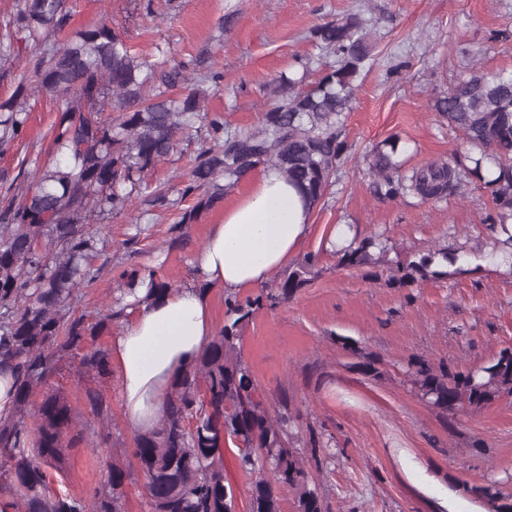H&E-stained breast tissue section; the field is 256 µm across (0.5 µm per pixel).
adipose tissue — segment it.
I'll return each mask as SVG.
<instances>
[{"instance_id": "1", "label": "adipose tissue", "mask_w": 512, "mask_h": 512, "mask_svg": "<svg viewBox=\"0 0 512 512\" xmlns=\"http://www.w3.org/2000/svg\"><path fill=\"white\" fill-rule=\"evenodd\" d=\"M313 207L279 173L262 170L250 189L225 207L194 252L195 279L140 306L112 336L110 364L127 428L154 431L176 379L189 371L217 334L210 288L232 296L259 288L302 250Z\"/></svg>"}]
</instances>
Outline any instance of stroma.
Masks as SVG:
<instances>
[{"mask_svg":"<svg viewBox=\"0 0 512 512\" xmlns=\"http://www.w3.org/2000/svg\"><path fill=\"white\" fill-rule=\"evenodd\" d=\"M145 2L65 0V6L73 29L107 13L137 51L162 45L195 72L223 69L224 84L210 92L207 108L231 127L248 129L262 118L267 84L280 73L301 72L317 55L311 30L369 8L377 60L346 114L348 150L336 182L313 214L302 250L315 257L309 281L275 309L243 321L242 356L268 394L287 393L299 430L318 437L322 467L314 477L325 512H490L472 489L494 481L512 495V396L446 419L411 392L400 372L413 353L465 371L512 347V274L500 273L483 223L490 194L474 183L465 195L437 201L412 194L383 199L365 156L394 138L403 174L447 159L458 138L430 103L471 60L488 70L512 68V0H153L151 17ZM28 104L25 132L0 146V199L25 172L53 158L58 105L41 95ZM199 147L197 139H183L153 181L183 188ZM223 216L219 203L180 228L177 211L138 200L90 221L108 243L95 260L99 278L74 300L76 312L105 314L114 279L125 269L148 264L173 286L193 281L191 256ZM349 227L360 238L387 236L395 261L464 243L481 251L465 272L397 288L371 280L366 269L339 265L323 250L332 230ZM183 233L189 246L178 242ZM370 357L381 359L379 375L366 372ZM56 367L49 386L79 411L81 436L66 473L51 474V485L88 498L107 477L112 449L132 447L133 436L120 418L115 374L85 375L67 358ZM89 388L101 390L118 417L106 450L84 408Z\"/></svg>","mask_w":512,"mask_h":512,"instance_id":"35a3bbf8","label":"stroma"}]
</instances>
